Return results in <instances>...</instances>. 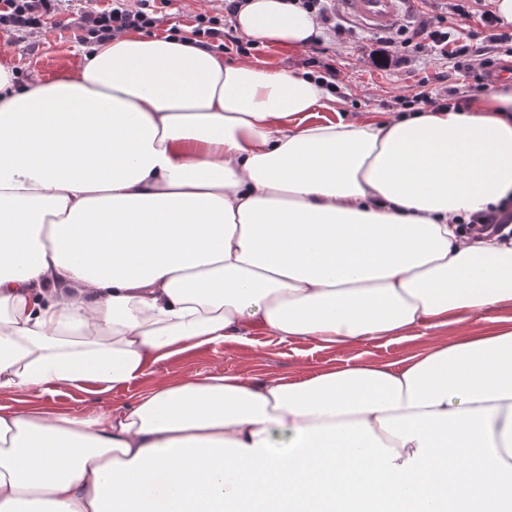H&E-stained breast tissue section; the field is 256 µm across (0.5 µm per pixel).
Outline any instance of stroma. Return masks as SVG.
<instances>
[{
    "mask_svg": "<svg viewBox=\"0 0 512 512\" xmlns=\"http://www.w3.org/2000/svg\"><path fill=\"white\" fill-rule=\"evenodd\" d=\"M452 0H400L397 26L410 29L420 24L446 20L454 37L467 42L476 30L475 19L451 9ZM221 0H173L164 21L153 29L156 37L177 27L181 36L191 37L195 16L205 13L222 15ZM330 11L345 34L338 41H323L321 47L291 50L270 44L257 45L250 55L251 62L271 70H289L296 74L312 71L318 74L335 69L336 83L342 94L337 107L343 117L359 119L371 114L387 115L402 110L411 111L407 99L424 91L438 103H448V85L467 90L474 75L484 72L482 60L470 63V76L448 74L446 63L426 46L402 47L398 58L382 59L384 43L380 33L361 27L343 13L339 0H331ZM78 32L73 28L47 25L38 32L21 33L0 26V65L13 68L21 84L39 79L50 81L64 72L80 50ZM453 329H440L424 336H412L386 346L370 342L344 351L319 348L317 342L298 339L281 341L273 336L252 332L249 342H225L198 346L151 365L146 374L130 389L112 392L106 402L118 407L130 402L132 396L149 389L157 378L181 382L198 373L236 374L243 378L291 376L304 377L336 365L342 360H382L397 362L417 353L435 339L453 338ZM90 396L72 389L59 395H46L31 400L16 394L0 393V404L17 409L38 406L50 411L76 414L82 412Z\"/></svg>",
    "mask_w": 512,
    "mask_h": 512,
    "instance_id": "obj_1",
    "label": "stroma"
}]
</instances>
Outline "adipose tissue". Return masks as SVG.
Returning a JSON list of instances; mask_svg holds the SVG:
<instances>
[{
	"instance_id": "ef3b65f1",
	"label": "adipose tissue",
	"mask_w": 512,
	"mask_h": 512,
	"mask_svg": "<svg viewBox=\"0 0 512 512\" xmlns=\"http://www.w3.org/2000/svg\"><path fill=\"white\" fill-rule=\"evenodd\" d=\"M234 25L322 34L291 0ZM335 101L134 29L50 82L0 66V391L104 394L252 327L339 350L459 331L397 364L161 378L120 411L0 406V512H506L512 327H466L512 307V237L462 223L512 195V90L312 120Z\"/></svg>"
}]
</instances>
